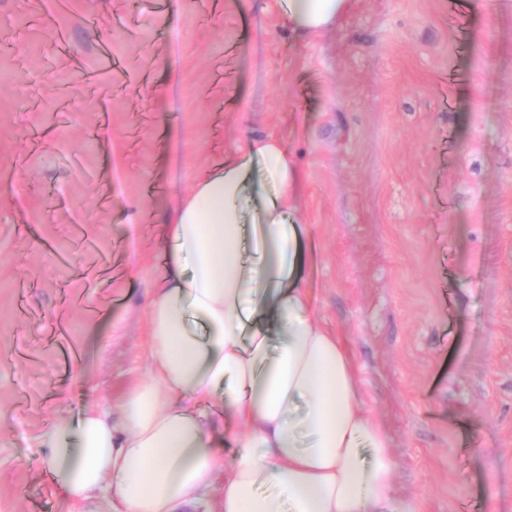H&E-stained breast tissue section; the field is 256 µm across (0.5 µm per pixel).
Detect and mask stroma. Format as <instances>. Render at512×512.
I'll return each instance as SVG.
<instances>
[{
    "label": "stroma",
    "mask_w": 512,
    "mask_h": 512,
    "mask_svg": "<svg viewBox=\"0 0 512 512\" xmlns=\"http://www.w3.org/2000/svg\"><path fill=\"white\" fill-rule=\"evenodd\" d=\"M267 136L404 512H512V0L303 37L262 0H0V512H114L55 493L40 438L147 376L166 217Z\"/></svg>",
    "instance_id": "1"
}]
</instances>
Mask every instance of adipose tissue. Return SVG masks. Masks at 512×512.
<instances>
[{
  "label": "adipose tissue",
  "instance_id": "ef3b65f1",
  "mask_svg": "<svg viewBox=\"0 0 512 512\" xmlns=\"http://www.w3.org/2000/svg\"><path fill=\"white\" fill-rule=\"evenodd\" d=\"M350 0H274L289 32L333 26ZM279 187L246 225L255 172ZM296 174L280 140H250L166 221L148 304L149 376L120 418L84 403L44 435L65 496L123 512H196L224 477V512H403L391 438L364 409L353 358L315 316L287 219ZM236 444L232 461L216 435ZM76 446H69V439Z\"/></svg>",
  "mask_w": 512,
  "mask_h": 512
}]
</instances>
